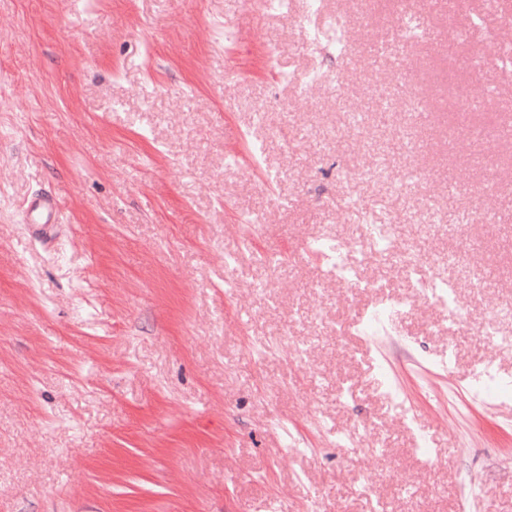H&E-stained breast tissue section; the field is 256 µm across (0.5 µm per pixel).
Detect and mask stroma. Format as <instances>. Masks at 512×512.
Instances as JSON below:
<instances>
[{"label":"stroma","mask_w":512,"mask_h":512,"mask_svg":"<svg viewBox=\"0 0 512 512\" xmlns=\"http://www.w3.org/2000/svg\"><path fill=\"white\" fill-rule=\"evenodd\" d=\"M401 11L427 38L394 36ZM508 11L0 0V512H512V401L467 380L512 381V347L479 330H512V136L455 121L463 90L493 89L483 120L512 116ZM372 165L385 179H358ZM38 197L57 223H24ZM349 197L458 282L463 334L379 253L368 287L326 279L324 228L364 245ZM472 199L452 266L458 225L433 219ZM398 295L392 335H367ZM467 378L470 379L473 385L477 386V394L486 399L512 398L511 385L502 383L489 366L482 368L480 371H471Z\"/></svg>","instance_id":"obj_1"}]
</instances>
